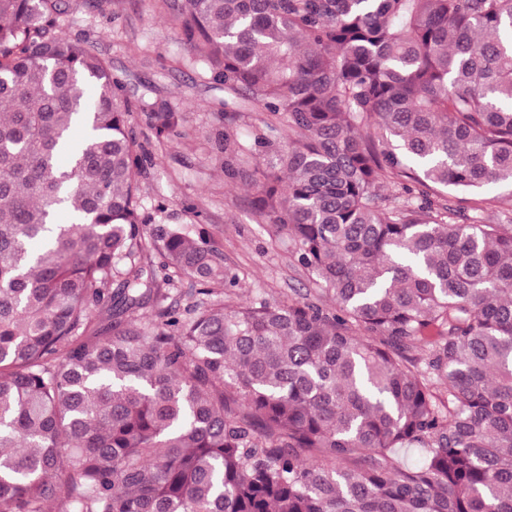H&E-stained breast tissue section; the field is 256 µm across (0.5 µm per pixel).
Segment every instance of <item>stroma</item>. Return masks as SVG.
Returning a JSON list of instances; mask_svg holds the SVG:
<instances>
[{
  "label": "stroma",
  "instance_id": "obj_1",
  "mask_svg": "<svg viewBox=\"0 0 512 512\" xmlns=\"http://www.w3.org/2000/svg\"><path fill=\"white\" fill-rule=\"evenodd\" d=\"M61 32L96 41L130 100L162 98L184 118L181 135L158 142L139 114L130 117L131 130L150 151L139 179L143 204L156 223L186 224L194 237H206L239 284L228 289L215 283L203 294L184 275L163 286L168 303L181 310L217 302L233 309L256 297L286 302L312 288L285 238L256 213L254 189L225 178L208 141L216 128L251 140L267 113L253 106L225 118L224 87L191 62L174 13L163 12L159 0H110L101 12L78 7L65 17Z\"/></svg>",
  "mask_w": 512,
  "mask_h": 512
}]
</instances>
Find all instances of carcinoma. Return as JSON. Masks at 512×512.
I'll use <instances>...</instances> for the list:
<instances>
[{"instance_id": "1", "label": "carcinoma", "mask_w": 512, "mask_h": 512, "mask_svg": "<svg viewBox=\"0 0 512 512\" xmlns=\"http://www.w3.org/2000/svg\"><path fill=\"white\" fill-rule=\"evenodd\" d=\"M160 2L224 111L286 123L214 151L314 294L163 305L155 251L238 284L148 227L129 117L181 113L70 0H0V512H512V0Z\"/></svg>"}]
</instances>
